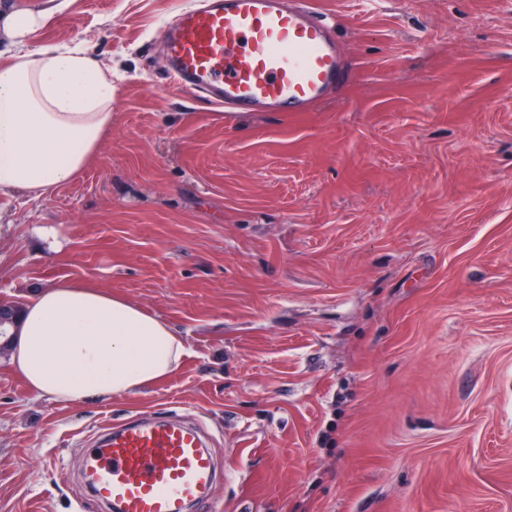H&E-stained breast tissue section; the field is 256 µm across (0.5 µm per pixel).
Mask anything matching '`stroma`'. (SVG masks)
Here are the masks:
<instances>
[{
	"label": "stroma",
	"instance_id": "35a3bbf8",
	"mask_svg": "<svg viewBox=\"0 0 512 512\" xmlns=\"http://www.w3.org/2000/svg\"><path fill=\"white\" fill-rule=\"evenodd\" d=\"M314 2L349 79L226 119L168 80L191 0H0L114 87L99 162L0 203V302L90 282L189 350L73 404L1 359L0 512H110L91 448L167 415L208 437V512H512V0Z\"/></svg>",
	"mask_w": 512,
	"mask_h": 512
}]
</instances>
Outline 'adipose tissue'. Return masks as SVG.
Returning <instances> with one entry per match:
<instances>
[{
  "label": "adipose tissue",
  "instance_id": "obj_1",
  "mask_svg": "<svg viewBox=\"0 0 512 512\" xmlns=\"http://www.w3.org/2000/svg\"><path fill=\"white\" fill-rule=\"evenodd\" d=\"M112 128V73L75 49L0 64V197L41 199L98 161ZM188 349L160 318L64 281L21 309L11 370L55 403L122 396L172 376Z\"/></svg>",
  "mask_w": 512,
  "mask_h": 512
}]
</instances>
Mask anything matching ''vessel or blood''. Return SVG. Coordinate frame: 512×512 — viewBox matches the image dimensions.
<instances>
[{"mask_svg": "<svg viewBox=\"0 0 512 512\" xmlns=\"http://www.w3.org/2000/svg\"><path fill=\"white\" fill-rule=\"evenodd\" d=\"M170 77L234 112H307L345 75L310 0H196L165 26ZM217 480L199 429L170 418L115 427L85 473L119 512H188Z\"/></svg>", "mask_w": 512, "mask_h": 512, "instance_id": "obj_1", "label": "vessel or blood"}]
</instances>
